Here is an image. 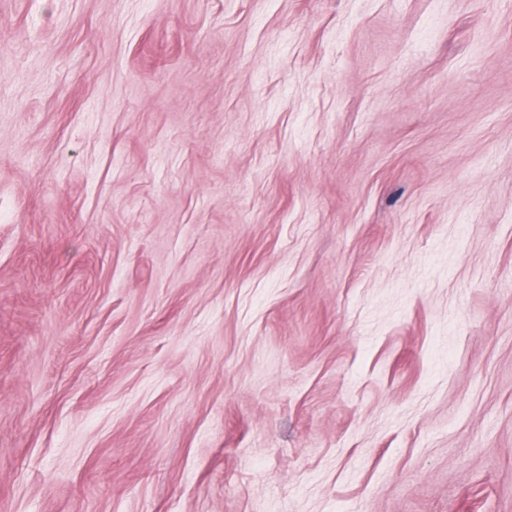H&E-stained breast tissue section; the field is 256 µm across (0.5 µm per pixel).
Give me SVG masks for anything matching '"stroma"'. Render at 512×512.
Segmentation results:
<instances>
[{
	"label": "stroma",
	"instance_id": "35a3bbf8",
	"mask_svg": "<svg viewBox=\"0 0 512 512\" xmlns=\"http://www.w3.org/2000/svg\"><path fill=\"white\" fill-rule=\"evenodd\" d=\"M0 512H512V0H0Z\"/></svg>",
	"mask_w": 512,
	"mask_h": 512
}]
</instances>
